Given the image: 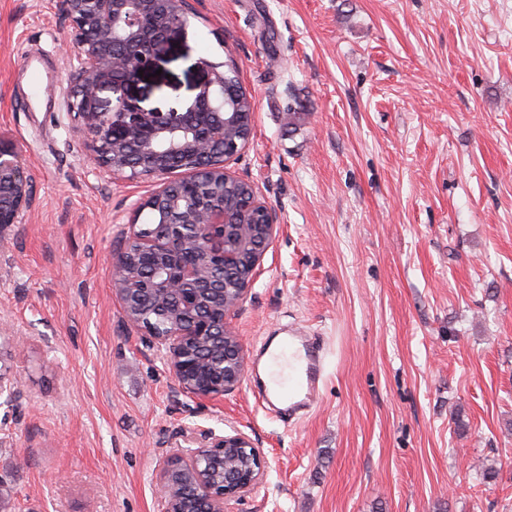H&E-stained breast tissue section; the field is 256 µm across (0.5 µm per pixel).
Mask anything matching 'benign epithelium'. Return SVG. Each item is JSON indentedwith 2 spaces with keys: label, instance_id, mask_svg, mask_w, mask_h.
<instances>
[{
  "label": "benign epithelium",
  "instance_id": "benign-epithelium-1",
  "mask_svg": "<svg viewBox=\"0 0 512 512\" xmlns=\"http://www.w3.org/2000/svg\"><path fill=\"white\" fill-rule=\"evenodd\" d=\"M188 10L187 0H61V15L74 29L67 53L76 61L71 67V89L67 111L76 122L75 132L86 141L87 160L96 172L113 177H159L172 172L169 160H181L187 178L199 172L196 162L224 144V72L199 59L196 67L207 70V78L196 86V94L185 109L161 112L143 105L132 88L150 74L158 60L186 32L175 16ZM112 93V106L101 94ZM171 180L138 207L137 215L149 209L160 212L163 223L176 229L177 237L151 239L133 221L114 245L111 268L112 294L128 311L133 291L141 286L169 294L174 314L193 318L192 327L161 334L124 315L126 325L143 332L146 346L166 361L178 387L202 405L234 391L244 375L245 354L239 337L224 329V316H199L204 297L224 288L216 283L219 271L233 265L237 252L224 237L227 215L224 204L197 207L171 197ZM257 205L266 213L262 249L252 253L250 275L238 289L236 306L245 301L279 224L261 198ZM36 202L31 174L14 150L0 148V236L5 229L22 223ZM151 259L150 270L138 276L125 263L132 245ZM227 334L236 348L226 355L229 376L217 372L198 380L194 373L200 360L185 350L187 344H202L212 336ZM18 400L15 381L0 372V397ZM198 447L178 449L164 461L159 485L164 512H226L232 502L244 499L266 474L263 451L246 434L234 430L217 435L200 433ZM244 457L248 469L231 477L224 473V451ZM190 475L194 491L184 501L170 499L168 486L174 476Z\"/></svg>",
  "mask_w": 512,
  "mask_h": 512
}]
</instances>
